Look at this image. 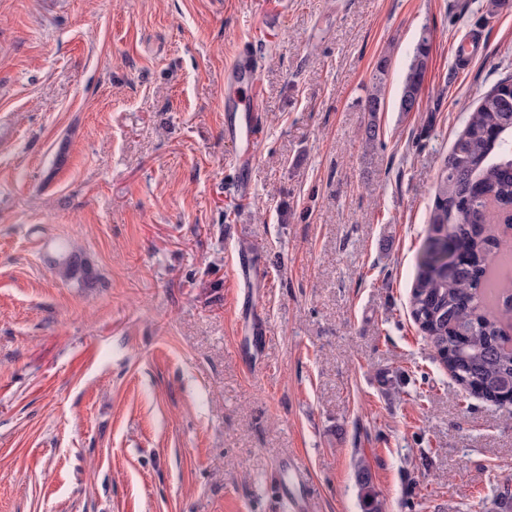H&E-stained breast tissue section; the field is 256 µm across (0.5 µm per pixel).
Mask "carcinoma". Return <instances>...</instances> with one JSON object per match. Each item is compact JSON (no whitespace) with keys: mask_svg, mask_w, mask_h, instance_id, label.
Wrapping results in <instances>:
<instances>
[{"mask_svg":"<svg viewBox=\"0 0 512 512\" xmlns=\"http://www.w3.org/2000/svg\"><path fill=\"white\" fill-rule=\"evenodd\" d=\"M423 33L403 81L398 108L420 98L430 56ZM387 60L372 76L363 111L367 134L378 135ZM512 210V77L500 79L468 116L445 158L429 211L430 232L411 287L409 313L455 382L488 402L512 393V243L495 234L500 214ZM467 261L448 267V243ZM53 268L65 281L87 283L94 274L80 252L65 244ZM363 512H383L369 469L357 463ZM498 512H512V491L495 488Z\"/></svg>","mask_w":512,"mask_h":512,"instance_id":"1","label":"carcinoma"}]
</instances>
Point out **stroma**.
Returning a JSON list of instances; mask_svg holds the SVG:
<instances>
[{
	"label": "stroma",
	"instance_id": "obj_1",
	"mask_svg": "<svg viewBox=\"0 0 512 512\" xmlns=\"http://www.w3.org/2000/svg\"><path fill=\"white\" fill-rule=\"evenodd\" d=\"M510 74L512 0H0V512H281L294 463L298 512H361L359 459L384 512H493L512 420L408 296L443 161ZM64 242L93 286L55 274ZM430 50V36L425 31L416 45L412 60L403 81L398 104L399 112H411L406 108L405 103L411 102V104L415 105L418 98H420L421 89L428 68ZM249 42H244L238 49L235 59L227 68V80L225 91H236L243 85H248L256 79L258 73V62L253 53L246 48ZM387 72V60L382 58L375 69L372 76V89L365 98L364 112H368L370 116V123L367 126V134L371 139H374L378 135V129L376 127V118L378 112H381L383 108V98L381 90L384 83V78ZM240 112H245L240 119L238 112L230 114L227 119V124L224 125V136L234 143L239 154L248 155V159L253 158L255 155V133L254 128L256 125V116L254 111L244 109ZM250 113V114H247Z\"/></svg>",
	"mask_w": 512,
	"mask_h": 512
}]
</instances>
